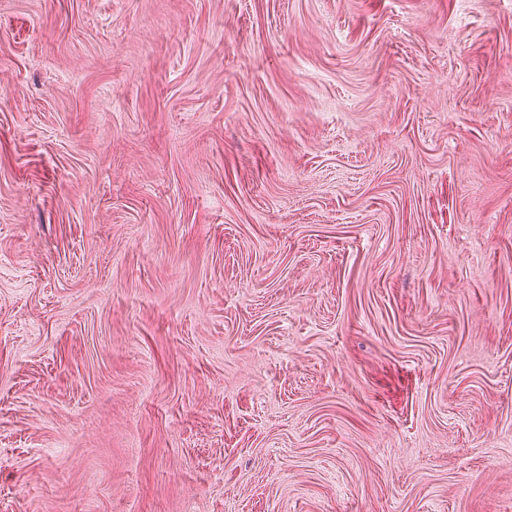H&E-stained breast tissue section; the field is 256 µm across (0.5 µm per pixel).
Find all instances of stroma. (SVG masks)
Here are the masks:
<instances>
[{
    "label": "stroma",
    "instance_id": "35a3bbf8",
    "mask_svg": "<svg viewBox=\"0 0 512 512\" xmlns=\"http://www.w3.org/2000/svg\"><path fill=\"white\" fill-rule=\"evenodd\" d=\"M0 512H512V0H0Z\"/></svg>",
    "mask_w": 512,
    "mask_h": 512
}]
</instances>
